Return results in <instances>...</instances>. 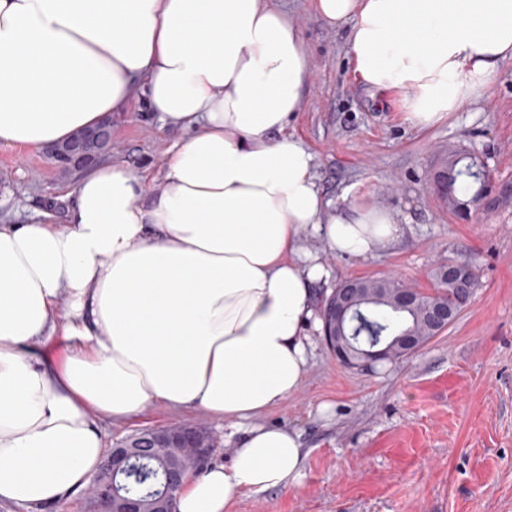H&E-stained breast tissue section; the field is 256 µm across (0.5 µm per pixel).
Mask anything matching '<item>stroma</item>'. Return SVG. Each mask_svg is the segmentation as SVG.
Wrapping results in <instances>:
<instances>
[{
    "mask_svg": "<svg viewBox=\"0 0 512 512\" xmlns=\"http://www.w3.org/2000/svg\"><path fill=\"white\" fill-rule=\"evenodd\" d=\"M300 26L312 63L311 88L289 132L315 156L327 198L353 188L395 212L399 243L368 259L341 258L318 237L308 250L331 276H396L429 289L441 263L472 262L480 286L442 335L399 362L342 365L321 330H311L301 391L269 410L264 424L300 432L307 452L298 483L235 495L230 512H512V59L485 96L443 122L418 129L403 119L402 93L369 89L348 53L349 32L316 14L314 0H282ZM115 147L104 161L160 185L182 133L130 104L113 114ZM470 156L487 170L491 205L456 215L432 185L442 159ZM79 173H60L44 152L0 148V221L35 223L65 210ZM181 422L207 428L213 463L230 464L234 442L222 419L200 410L149 409L106 427L105 446L141 430Z\"/></svg>",
    "mask_w": 512,
    "mask_h": 512,
    "instance_id": "1",
    "label": "stroma"
}]
</instances>
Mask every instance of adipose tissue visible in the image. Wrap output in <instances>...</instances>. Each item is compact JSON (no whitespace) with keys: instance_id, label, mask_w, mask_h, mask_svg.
<instances>
[{"instance_id":"obj_1","label":"adipose tissue","mask_w":512,"mask_h":512,"mask_svg":"<svg viewBox=\"0 0 512 512\" xmlns=\"http://www.w3.org/2000/svg\"><path fill=\"white\" fill-rule=\"evenodd\" d=\"M347 26L373 90L411 93L430 127L512 59V0H315ZM301 31L277 0H0V148L36 150L140 99L183 138L159 188L88 167L66 210L0 224V504L40 512L87 488L103 425L200 410L237 436L230 465L185 480L176 512L303 476L299 434L261 423L303 387L316 285L307 247L367 258L397 216L336 204L287 130L309 89ZM63 346V358L50 346Z\"/></svg>"}]
</instances>
